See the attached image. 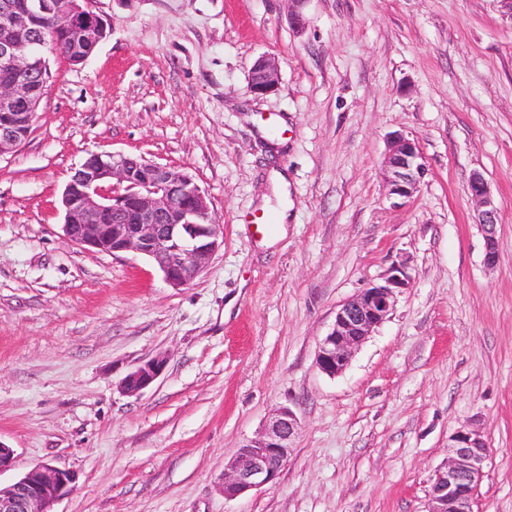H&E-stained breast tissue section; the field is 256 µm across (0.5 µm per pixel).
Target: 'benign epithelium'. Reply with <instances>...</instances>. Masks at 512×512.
I'll return each mask as SVG.
<instances>
[{"instance_id": "7a95c632", "label": "benign epithelium", "mask_w": 512, "mask_h": 512, "mask_svg": "<svg viewBox=\"0 0 512 512\" xmlns=\"http://www.w3.org/2000/svg\"><path fill=\"white\" fill-rule=\"evenodd\" d=\"M49 15L57 28L80 26L83 40L98 45L107 23L89 0H0V156L13 151L31 132L41 98L33 78L51 44L30 21ZM278 86V64L259 57L249 76L258 96ZM383 166L390 194L411 198L427 174L417 142L402 134L389 142ZM468 193L476 204L484 237L485 262L497 259L498 208L484 178L474 175ZM64 234L75 244L115 255L136 252L151 260L165 282L176 289L189 286L203 273L223 242L211 202L192 175L125 153L89 154L66 184L61 199ZM104 213L112 223H101ZM409 286L406 266L390 268L380 283H371L336 312L331 331L321 341L316 364L336 376L348 367L354 351L391 314L397 295ZM166 366L163 356L141 363L126 375L121 390L138 395L149 388ZM299 420L289 407L277 410L261 434L242 444L224 463V498L236 499L272 483L286 465L298 434ZM453 455L434 473L427 512H473L474 495L484 477L491 448L478 429L462 428L451 437ZM77 475L42 463L8 486H0V512H54V504L72 493Z\"/></svg>"}]
</instances>
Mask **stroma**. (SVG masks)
Segmentation results:
<instances>
[{
    "instance_id": "obj_1",
    "label": "stroma",
    "mask_w": 512,
    "mask_h": 512,
    "mask_svg": "<svg viewBox=\"0 0 512 512\" xmlns=\"http://www.w3.org/2000/svg\"><path fill=\"white\" fill-rule=\"evenodd\" d=\"M110 26L78 66L49 60L30 136L0 156V442L8 485L78 476L55 512H426L451 436L492 450L473 512H512V20L498 0H92ZM277 90L248 88L260 56ZM428 167L390 195L389 138ZM92 152L186 169L224 243L182 289L134 253L87 250L61 195ZM285 171L287 223L271 168ZM498 208V257L467 194ZM410 285L331 377L337 309L393 263ZM164 356L141 394L120 391ZM300 420L271 485L236 500L224 461L271 410ZM468 193L476 204L478 224L484 237L485 262L488 265H493L497 259L498 208L490 195L487 182L480 174H475L471 178ZM165 366L166 359L163 356H156L141 363L123 379L122 392L131 396L140 394L158 379Z\"/></svg>"
}]
</instances>
